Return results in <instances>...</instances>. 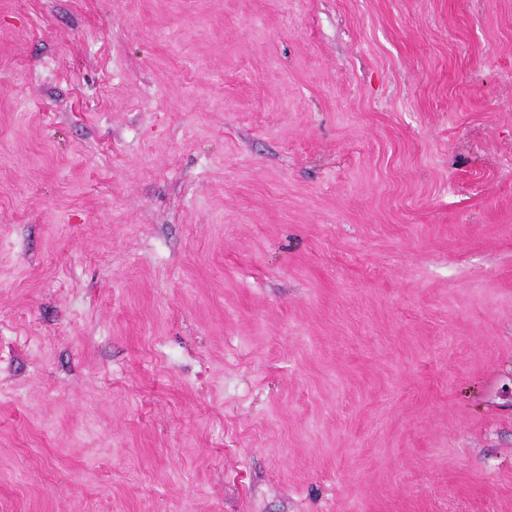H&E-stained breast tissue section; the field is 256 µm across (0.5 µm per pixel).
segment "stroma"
<instances>
[{"mask_svg": "<svg viewBox=\"0 0 512 512\" xmlns=\"http://www.w3.org/2000/svg\"><path fill=\"white\" fill-rule=\"evenodd\" d=\"M0 512H512V0H0Z\"/></svg>", "mask_w": 512, "mask_h": 512, "instance_id": "1", "label": "stroma"}]
</instances>
